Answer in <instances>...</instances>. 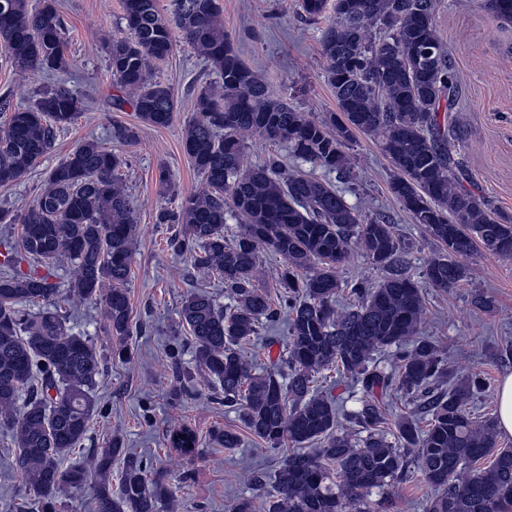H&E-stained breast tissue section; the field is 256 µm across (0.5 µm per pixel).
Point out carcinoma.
Wrapping results in <instances>:
<instances>
[{
    "label": "carcinoma",
    "mask_w": 512,
    "mask_h": 512,
    "mask_svg": "<svg viewBox=\"0 0 512 512\" xmlns=\"http://www.w3.org/2000/svg\"><path fill=\"white\" fill-rule=\"evenodd\" d=\"M440 4L336 0L322 46L337 111L316 121L241 60L224 33L219 0H175L170 19L157 0H122L126 31L113 35L105 50L117 87L131 98L117 96L114 106L130 105L145 124L172 121L175 96L151 66L172 52L175 31L216 74L197 89V115L182 136L203 186L176 208L160 209L157 223L173 225L171 249L190 255L194 269L215 274L231 303L223 306L203 292L183 298L179 318L193 341L192 362L174 337L171 398L181 399L193 373L202 372L212 399L240 409L246 427L270 448L296 447L272 477L251 475L261 493L238 499L232 512H367L365 492L404 475L403 449L415 450L425 481L442 489L426 512H512V448L497 447L494 421H477L467 409L484 378L472 374L443 388L452 372L435 343L419 335L421 283L460 287L469 275L463 260L479 248L512 259V217L466 186L457 152L462 132L452 114L464 80L436 26ZM481 7L512 22V0H481ZM0 50L22 73L65 71L69 58L55 0L35 8L29 0H0ZM84 110V99L63 83L27 106L1 100L8 123L0 131V183L23 178L53 149L57 131ZM357 131L389 159L392 194L444 247L420 282L405 266L409 244L387 220L364 216L334 185L290 173L276 156L259 165L245 161V136L257 132L271 143H288L295 158L345 177L351 170L345 148ZM112 136L135 143L138 128L119 125ZM125 165V157L85 141L49 170L32 205L16 214L0 209V224L21 226L18 241L0 251V432L12 438V465L25 480L33 512H59L61 487L79 486L92 474L98 477L96 512H160L169 497L155 460L131 453L118 438L63 468L101 413L96 390L104 359L90 337L68 325L61 303H100L112 360L133 356L126 285L136 229L121 182ZM230 220L245 229L229 241L224 224ZM353 239L384 271L378 284L341 280ZM263 247L283 259L276 304L258 281ZM62 261L70 265L65 294L51 281ZM344 288L355 304L339 311L336 296ZM282 316L288 342L280 369L256 376L239 346ZM387 348L397 361L393 372L374 361ZM331 369L360 386L357 407L343 411L334 396L315 388L317 375ZM392 389L417 399L427 429L411 415L383 429L375 393ZM341 414L366 436L355 441L337 432ZM212 438L223 448L240 442L236 431L222 427ZM167 441L184 457L197 452L196 433L187 426L170 430ZM314 442L321 447L303 450ZM484 459L487 466L473 467ZM114 461L121 463L115 493Z\"/></svg>",
    "instance_id": "carcinoma-1"
}]
</instances>
